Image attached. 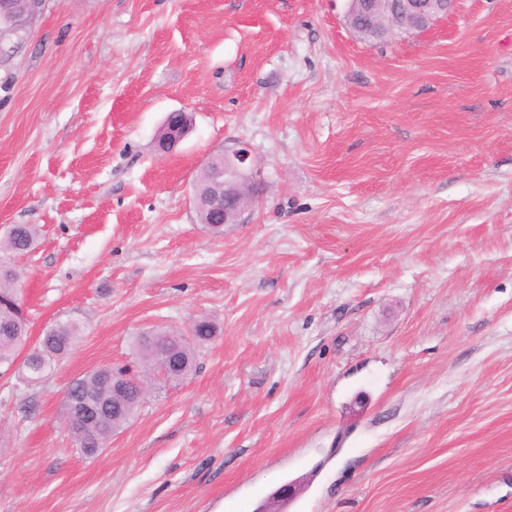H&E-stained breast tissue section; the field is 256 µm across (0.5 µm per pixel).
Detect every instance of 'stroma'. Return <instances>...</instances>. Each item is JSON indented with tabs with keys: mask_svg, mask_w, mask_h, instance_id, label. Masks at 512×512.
<instances>
[{
	"mask_svg": "<svg viewBox=\"0 0 512 512\" xmlns=\"http://www.w3.org/2000/svg\"><path fill=\"white\" fill-rule=\"evenodd\" d=\"M348 0H47L0 64V230L30 336H81L45 382L0 376V512H512V0L360 39ZM194 129L158 155L166 115ZM248 143L259 196L193 205ZM216 333L78 451L69 382L155 325ZM40 227L37 224H11L3 231L1 252L22 254L34 250L39 243Z\"/></svg>",
	"mask_w": 512,
	"mask_h": 512,
	"instance_id": "stroma-1",
	"label": "stroma"
}]
</instances>
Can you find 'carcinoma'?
I'll use <instances>...</instances> for the list:
<instances>
[{
    "label": "carcinoma",
    "mask_w": 512,
    "mask_h": 512,
    "mask_svg": "<svg viewBox=\"0 0 512 512\" xmlns=\"http://www.w3.org/2000/svg\"><path fill=\"white\" fill-rule=\"evenodd\" d=\"M39 238V225L11 224L0 238V250L8 254L28 253L38 246ZM19 277L16 266L0 258V368L7 371L13 368L25 383L35 385L46 380L55 365L68 357L81 329L73 320H57L43 329L34 348L21 354L28 341V319L14 288ZM213 333L212 324L202 319L195 321L187 334L170 329L140 332L135 350L141 372L157 373L166 363V380L184 378L193 367L195 346L208 341ZM135 378L126 366H106L85 374L67 387V397L89 389L103 401L101 416L97 418L78 412L72 417L64 415L82 455H95L112 437V431L123 426L136 412L141 398L131 388Z\"/></svg>",
    "instance_id": "obj_1"
}]
</instances>
